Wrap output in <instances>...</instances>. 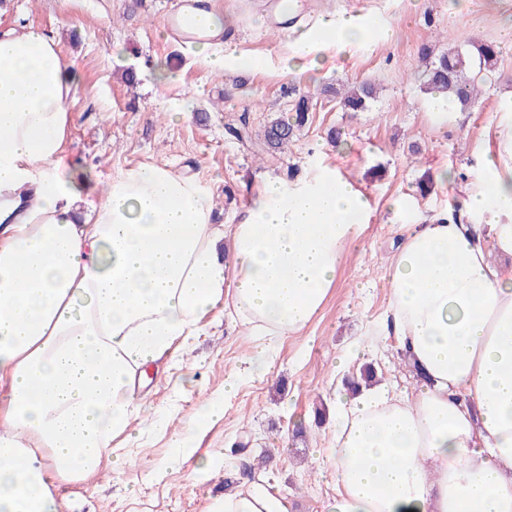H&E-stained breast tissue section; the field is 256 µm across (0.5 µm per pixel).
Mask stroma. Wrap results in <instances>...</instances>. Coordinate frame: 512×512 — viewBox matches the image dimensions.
<instances>
[{
  "mask_svg": "<svg viewBox=\"0 0 512 512\" xmlns=\"http://www.w3.org/2000/svg\"><path fill=\"white\" fill-rule=\"evenodd\" d=\"M213 3L226 42L242 57L260 58L261 68L231 65L220 72L201 63L194 44L178 41L163 23L174 0H6L0 25L32 24L59 39L65 63L80 77L69 155L98 182L133 164L169 165L212 191L215 221L224 225L238 221L263 177L293 180L328 168L368 195L369 224L307 332L277 343L270 374L245 375L253 338L228 307L204 317L202 332L187 345H174L143 382L168 421L146 430L122 469L106 465L84 481L60 484L65 512H209L212 499L250 476L288 497L292 512H325L335 488L313 457L330 429L313 419L319 408L336 407L337 357L367 338L380 381L401 389L415 383L395 342L378 331L388 308L382 275L397 245L394 227L458 207L477 186V158L496 144V114L512 110V0H309V26L357 16L390 28L392 36L366 47L320 40L315 53L299 60L303 71L296 76L286 74L285 61L296 54L299 29L274 28L266 0ZM451 37L496 43L500 55L475 106L438 125L421 89L420 50H445ZM164 72L170 81H161ZM365 81L377 87L368 110L342 111L336 89ZM296 90L313 96L306 125L287 151L258 161L229 127L244 120L257 134L271 121L294 117ZM440 170L449 171L450 181L436 180ZM424 182L431 185L425 193ZM230 372L243 379L227 398L222 386ZM211 397L223 400L225 414L199 439L200 454L212 461L199 484L178 461L173 435Z\"/></svg>",
  "mask_w": 512,
  "mask_h": 512,
  "instance_id": "1",
  "label": "stroma"
}]
</instances>
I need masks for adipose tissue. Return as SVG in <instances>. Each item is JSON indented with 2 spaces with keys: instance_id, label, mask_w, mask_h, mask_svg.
<instances>
[{
  "instance_id": "obj_1",
  "label": "adipose tissue",
  "mask_w": 512,
  "mask_h": 512,
  "mask_svg": "<svg viewBox=\"0 0 512 512\" xmlns=\"http://www.w3.org/2000/svg\"><path fill=\"white\" fill-rule=\"evenodd\" d=\"M78 84L58 41L24 25L0 34V512H60L51 478L83 480L126 458L152 406L138 376L200 319L231 302L259 341L302 336L326 303L370 202L329 170L265 177L242 219L216 228L213 195L160 165H131L98 188L69 164ZM464 210L397 227L385 270V336L419 376L336 395L317 449L336 498L326 512H512V113ZM175 447L193 474L197 429ZM211 512H290L260 484Z\"/></svg>"
}]
</instances>
